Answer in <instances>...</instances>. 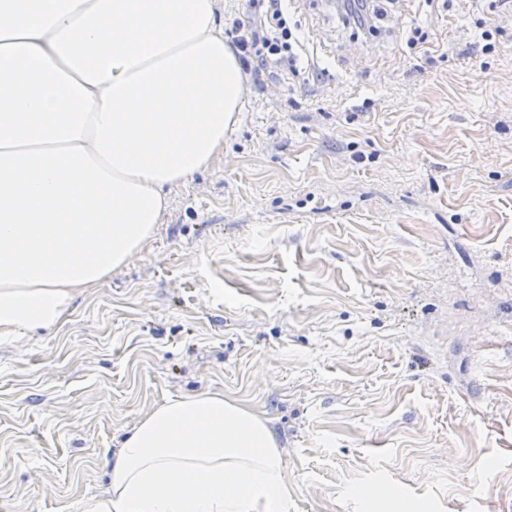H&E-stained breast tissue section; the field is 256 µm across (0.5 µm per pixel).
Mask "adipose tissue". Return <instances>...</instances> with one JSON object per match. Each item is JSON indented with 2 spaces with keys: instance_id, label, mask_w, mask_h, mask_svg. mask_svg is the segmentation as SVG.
Returning <instances> with one entry per match:
<instances>
[{
  "instance_id": "adipose-tissue-1",
  "label": "adipose tissue",
  "mask_w": 512,
  "mask_h": 512,
  "mask_svg": "<svg viewBox=\"0 0 512 512\" xmlns=\"http://www.w3.org/2000/svg\"><path fill=\"white\" fill-rule=\"evenodd\" d=\"M246 77L219 0H0V337L60 324L208 168ZM82 512H291L268 418L219 393L168 399Z\"/></svg>"
}]
</instances>
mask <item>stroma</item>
<instances>
[{
    "mask_svg": "<svg viewBox=\"0 0 512 512\" xmlns=\"http://www.w3.org/2000/svg\"><path fill=\"white\" fill-rule=\"evenodd\" d=\"M283 7L299 75L65 322L0 338V512H80L200 392L266 413L295 512H512V0Z\"/></svg>",
    "mask_w": 512,
    "mask_h": 512,
    "instance_id": "1",
    "label": "stroma"
}]
</instances>
